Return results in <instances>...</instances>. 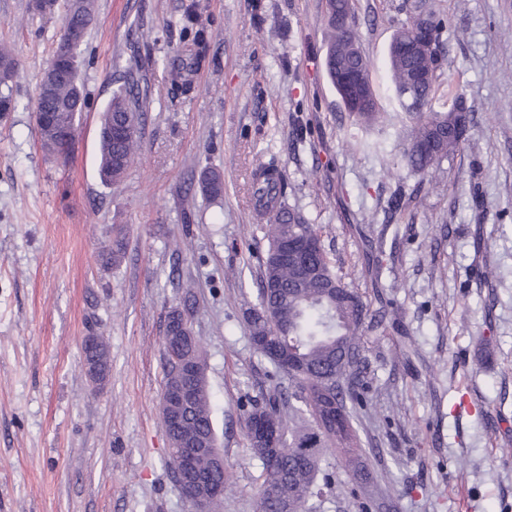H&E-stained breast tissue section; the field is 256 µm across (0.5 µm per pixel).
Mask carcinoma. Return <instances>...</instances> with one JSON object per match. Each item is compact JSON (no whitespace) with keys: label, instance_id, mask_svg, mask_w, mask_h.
<instances>
[{"label":"carcinoma","instance_id":"obj_1","mask_svg":"<svg viewBox=\"0 0 512 512\" xmlns=\"http://www.w3.org/2000/svg\"><path fill=\"white\" fill-rule=\"evenodd\" d=\"M335 0L327 2V50L336 51V22L332 10ZM417 14L425 16L427 29L437 44L438 52L424 57L389 53V68L397 101L416 116L409 146L404 153L408 167L425 178L430 170L453 155L466 140V130L458 128L453 112H431L427 106L440 88L438 70L443 55L440 34L443 19L432 6H423ZM96 17L95 0H67L63 27L67 30L68 53L61 43L52 51L51 80H42L34 111L52 113L54 122L37 125L43 149L53 154L57 131L76 123L84 110L85 96L79 70L78 50ZM431 69L430 83L420 87V103L413 108L401 98L400 90L414 70ZM18 75L14 50L0 43V112L15 108L12 85ZM116 88L103 110L100 133L99 175L106 185L119 183L140 150V115L146 98L141 94L133 73L125 72L115 79ZM357 123H373L381 118L377 97L359 112H349ZM205 195L217 197L224 190L219 173L209 172L202 185ZM258 207L274 210L267 225L270 242L262 260L263 275L259 284L262 316L250 321L251 335L267 331L276 337L283 349L300 359V370H279L288 379V396L273 397L257 403L248 412L245 426L257 414L273 417L279 426L283 446L276 464L270 462V450L252 448L260 462L259 512H278L281 504L288 512H318L321 498L336 487V475L322 469L321 463L332 449L350 467L353 478L361 476L357 464L361 448L353 425V406L363 403L353 379L356 367L351 356L362 354L360 341L365 332L368 310L361 297L346 287L337 275L322 245L306 257V269L286 263L279 256L286 240L318 237L303 216L280 203L285 194L281 179L264 177L255 185ZM165 361L163 390L180 381L192 386V399L176 426L162 420L173 445L167 464L171 471L179 468L180 447L190 442L205 441L207 451L196 457L197 467L210 483L223 490L228 481L226 466L217 453V434L213 422L211 394L205 375V350L200 339L184 349L163 347ZM86 360L106 377L110 366L109 351L103 341L85 351Z\"/></svg>","mask_w":512,"mask_h":512}]
</instances>
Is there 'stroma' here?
<instances>
[{
	"label": "stroma",
	"instance_id": "1",
	"mask_svg": "<svg viewBox=\"0 0 512 512\" xmlns=\"http://www.w3.org/2000/svg\"><path fill=\"white\" fill-rule=\"evenodd\" d=\"M0 0L18 106L0 112V512H192L166 465L161 341L190 298L207 353L229 480L220 512H258L252 403L287 390L248 320L268 248L252 174L275 164L287 207L370 313L355 423L356 495L395 512H512V0H433L445 20L439 81L475 115L427 179L402 152L388 48L414 0H353L379 122L355 125L325 67L326 0H96L82 46L87 107L67 161L42 148L33 109L62 13ZM191 62L181 94L170 60ZM133 70L147 95L137 160L114 187L98 172L101 111ZM224 191H200L208 170ZM122 239L120 264L99 255ZM381 246L378 279L368 244ZM110 372L90 385L82 342ZM96 340L95 336H85L83 341L86 346H91ZM85 358L90 364L97 367L101 380H104L109 371L110 355L106 345L99 337L95 346L85 351Z\"/></svg>",
	"mask_w": 512,
	"mask_h": 512
}]
</instances>
